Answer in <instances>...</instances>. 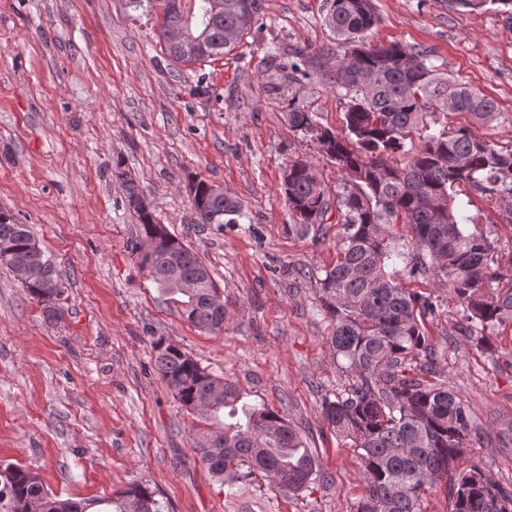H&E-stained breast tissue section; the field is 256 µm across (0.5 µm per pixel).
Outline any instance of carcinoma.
Returning <instances> with one entry per match:
<instances>
[{"instance_id":"cac0c4a2","label":"carcinoma","mask_w":512,"mask_h":512,"mask_svg":"<svg viewBox=\"0 0 512 512\" xmlns=\"http://www.w3.org/2000/svg\"><path fill=\"white\" fill-rule=\"evenodd\" d=\"M184 25L203 42L192 54L182 49L179 29L161 24L159 39L172 59L197 62L234 49L264 13L265 0H224V12L206 14L208 0H194ZM506 7L512 0H448L452 9L476 11L487 4ZM325 23L337 36L331 71L322 78L347 99L344 133L318 126L311 112L291 105L288 124L322 145L323 156L338 173L330 187L311 162L288 166L283 191L301 231L321 227L336 211L343 233L336 263L320 279V308L330 321L327 342L336 363L351 376L348 385L326 398L323 417L342 444L357 450L365 492L355 512H422L421 498L448 472L451 512H512V487L495 482L477 466H463L467 448L478 439L476 424L463 396L446 382L425 380L435 372L438 350L424 319L434 317L443 301L399 283L392 268L404 261L407 275L448 287L461 313L463 332H486L512 321V287L490 293L486 283L500 276L497 239L469 229L470 217L456 203L457 188L469 186L512 216V148L475 136L469 124L448 126L447 118L467 115L489 124L501 117L496 102L448 75L427 49L393 42L363 45L350 53L376 23L373 0H326ZM403 156L399 164L395 158ZM127 206L144 203L136 183L113 167ZM211 184L192 187L199 224L233 223L238 200L220 203L208 194ZM402 224L414 254L388 245L391 225ZM167 245L153 254L136 245L140 264H151L154 282L166 289L171 252L181 255L179 273L198 278L197 287L177 299L181 315L197 328H224L226 309L210 296L218 289L198 254L165 232ZM0 242L14 249V261L31 269L25 288L37 298L47 295L52 315L64 308V282L28 227L0 213ZM56 287H42L43 280ZM154 365L187 411L210 401L192 441L208 471L228 489L257 475L288 493H300L327 479L302 434L284 416L264 405L243 401L240 389L203 368L163 339L153 343ZM4 512H28L41 501V512H161L162 505L139 483L109 496L62 498L46 490L34 472L7 466L0 473Z\"/></svg>"}]
</instances>
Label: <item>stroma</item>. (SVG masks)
<instances>
[{"label":"stroma","instance_id":"1","mask_svg":"<svg viewBox=\"0 0 512 512\" xmlns=\"http://www.w3.org/2000/svg\"><path fill=\"white\" fill-rule=\"evenodd\" d=\"M369 44L433 51L454 78L496 101L502 116L476 135L512 145V24L498 6L449 10L444 0H373ZM161 0H0V211L28 225L66 288L61 320L0 267V465L38 474L62 497L111 495L135 482L164 512H354L360 459L323 420L325 398L349 378L326 344L320 279L336 261L339 224L300 233L281 188L288 164L336 170L288 124L297 104L343 132L345 99L318 65L335 36L325 0H266L263 20L223 58L178 63L158 39ZM306 75L285 76L294 51ZM161 224L209 267L227 311L223 330L183 319L131 244L139 237L115 162ZM223 185L241 204L233 223L199 224L190 186ZM466 214L512 258V217L478 192ZM404 287L442 298L427 328L436 368L467 400L482 438L466 452L512 484V451L497 433L512 420V324L486 350L462 335L437 282ZM176 345L300 429L326 483L292 494L256 477L236 492L192 448L194 416L156 372L153 342Z\"/></svg>","mask_w":512,"mask_h":512}]
</instances>
